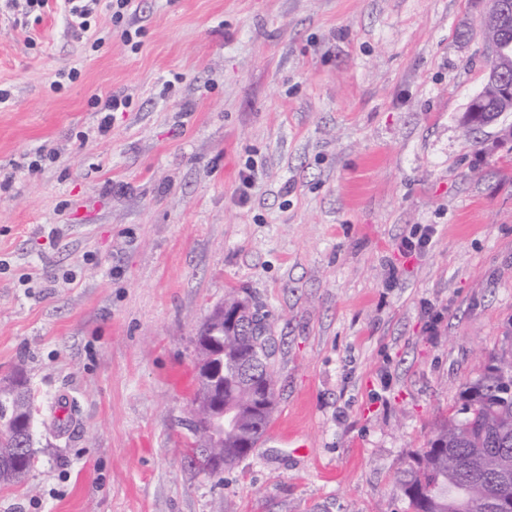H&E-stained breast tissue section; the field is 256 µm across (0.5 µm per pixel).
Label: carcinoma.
Here are the masks:
<instances>
[{
	"mask_svg": "<svg viewBox=\"0 0 512 512\" xmlns=\"http://www.w3.org/2000/svg\"><path fill=\"white\" fill-rule=\"evenodd\" d=\"M245 318L249 332L216 334L224 348L210 352L224 359V407L239 420L216 443L226 469L255 448L275 406L268 315L250 311ZM247 364L264 367L259 378H243ZM28 394L21 375L0 383V448L13 446L12 425L24 415ZM399 483L413 512H492L491 502H512V349L491 356L485 371L465 384L460 407L412 457Z\"/></svg>",
	"mask_w": 512,
	"mask_h": 512,
	"instance_id": "cac0c4a2",
	"label": "carcinoma"
}]
</instances>
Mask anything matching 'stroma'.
Listing matches in <instances>:
<instances>
[{
  "mask_svg": "<svg viewBox=\"0 0 512 512\" xmlns=\"http://www.w3.org/2000/svg\"><path fill=\"white\" fill-rule=\"evenodd\" d=\"M488 9L139 0L136 49L105 2L82 35L0 11V380L72 402L0 512H410L401 471L512 346V112L460 125ZM232 293L270 314L277 403L216 478L183 452Z\"/></svg>",
  "mask_w": 512,
  "mask_h": 512,
  "instance_id": "obj_1",
  "label": "stroma"
}]
</instances>
